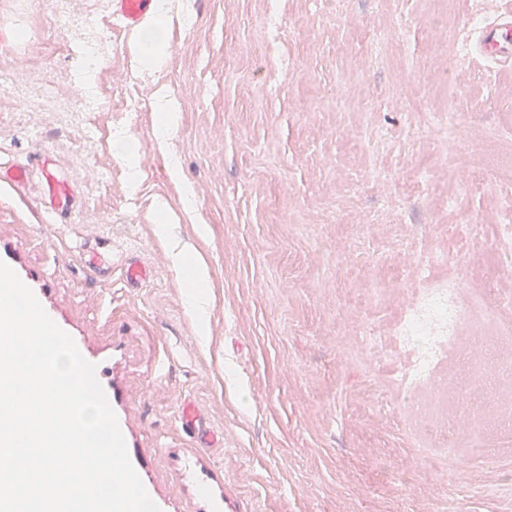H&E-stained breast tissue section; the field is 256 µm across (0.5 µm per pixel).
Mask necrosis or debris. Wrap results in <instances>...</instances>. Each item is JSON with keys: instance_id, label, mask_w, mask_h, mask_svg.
<instances>
[{"instance_id": "1", "label": "necrosis or debris", "mask_w": 512, "mask_h": 512, "mask_svg": "<svg viewBox=\"0 0 512 512\" xmlns=\"http://www.w3.org/2000/svg\"><path fill=\"white\" fill-rule=\"evenodd\" d=\"M396 346L416 352L393 382L410 405V429L446 422L461 398L476 403L462 453L476 460L486 438L512 429V319L477 307L460 280L427 285L394 328Z\"/></svg>"}]
</instances>
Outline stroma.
<instances>
[{
  "label": "stroma",
  "instance_id": "1",
  "mask_svg": "<svg viewBox=\"0 0 512 512\" xmlns=\"http://www.w3.org/2000/svg\"><path fill=\"white\" fill-rule=\"evenodd\" d=\"M171 5L190 21L174 22L168 66L149 75L109 0H0V160L31 170L23 193L0 182V260L95 365L151 500L161 512H512V434L489 435L478 462L458 453L464 417L411 438L399 397L373 408L391 372L359 345L367 326L387 334L436 250L456 256L436 275L463 273L466 292L489 272L481 221L512 169L486 155L512 154V140L488 133L512 124V68L474 52L448 73L458 32L478 37L468 0ZM91 23L110 42L87 83L71 49ZM161 83L181 103L166 148ZM83 102L97 108L84 127ZM451 113L460 152L427 123ZM120 135L140 145L134 187L113 154ZM375 136L387 143L371 157L361 146ZM44 155L78 196L68 218L41 203ZM466 224L471 236L448 231ZM175 246L207 268L206 330ZM87 247L106 275H89ZM133 259L150 273L129 288ZM188 402L215 445L184 429Z\"/></svg>",
  "mask_w": 512,
  "mask_h": 512
}]
</instances>
